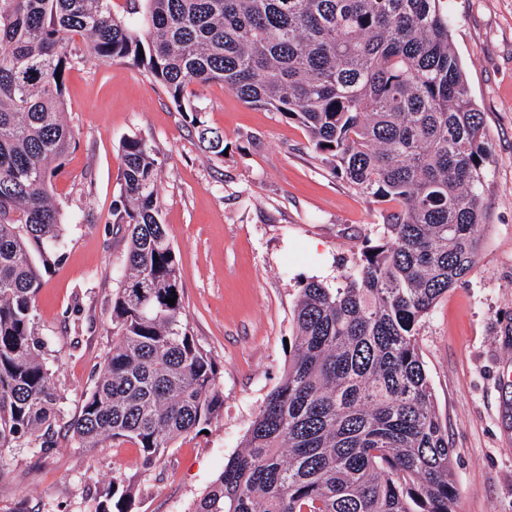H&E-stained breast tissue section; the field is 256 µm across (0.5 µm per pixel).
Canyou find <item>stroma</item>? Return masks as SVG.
Returning a JSON list of instances; mask_svg holds the SVG:
<instances>
[{
    "label": "stroma",
    "mask_w": 512,
    "mask_h": 512,
    "mask_svg": "<svg viewBox=\"0 0 512 512\" xmlns=\"http://www.w3.org/2000/svg\"><path fill=\"white\" fill-rule=\"evenodd\" d=\"M450 40L491 156L488 222L465 285L422 321L418 344L435 409L455 448L460 512H512V0H448ZM66 119L76 144L54 182L63 259L37 295L42 355L63 397L62 422L80 413L112 347L109 307L126 264L114 223L121 145L158 153L163 222L179 262L190 330L214 360L224 410L147 469L132 444L89 451L62 435L49 450L0 451V512H91L95 490L119 472L134 480V512H188L240 451L288 366L293 307L307 280L336 287L365 240L382 228L377 204L349 189L308 149V134L215 83L194 103L224 134L214 159L190 119L137 68L78 65L67 76Z\"/></svg>",
    "instance_id": "stroma-1"
}]
</instances>
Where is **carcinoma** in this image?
<instances>
[{"label":"carcinoma","mask_w":512,"mask_h":512,"mask_svg":"<svg viewBox=\"0 0 512 512\" xmlns=\"http://www.w3.org/2000/svg\"><path fill=\"white\" fill-rule=\"evenodd\" d=\"M142 2L132 21L113 0H0V450L57 444L62 397L35 325L43 274L62 260L66 76L125 60L192 113L215 158L224 134L198 120L192 86L222 83L301 125L336 177L385 206L383 237L340 286L300 288L288 369L189 512H459L417 327L477 266L489 148L445 0ZM78 39L90 57L69 50ZM122 161L112 216L130 237L112 350L69 431L81 448L131 443L152 468L224 398L185 316L156 153L131 136ZM136 496L118 473L93 512H133Z\"/></svg>","instance_id":"cac0c4a2"}]
</instances>
